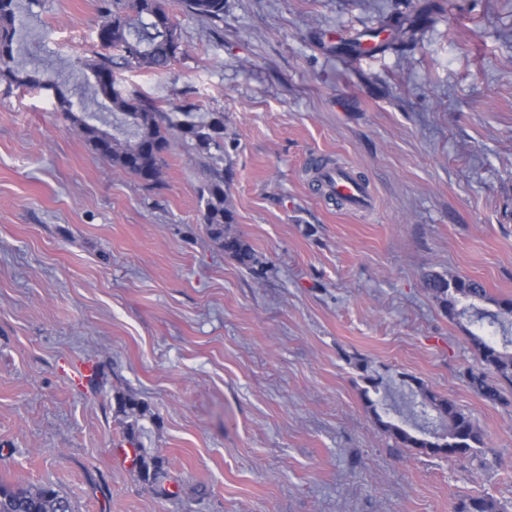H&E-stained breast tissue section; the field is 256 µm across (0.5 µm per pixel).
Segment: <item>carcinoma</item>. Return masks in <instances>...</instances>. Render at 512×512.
Returning a JSON list of instances; mask_svg holds the SVG:
<instances>
[{"mask_svg":"<svg viewBox=\"0 0 512 512\" xmlns=\"http://www.w3.org/2000/svg\"><path fill=\"white\" fill-rule=\"evenodd\" d=\"M182 8L210 23L224 20V0H180ZM436 8L426 2L416 6L385 43L398 49L415 38L421 20ZM15 0H0V72L7 73L19 84L29 88L53 91L60 111L78 123L91 150L99 158L135 175L149 186L162 183L166 167L165 156L172 139L178 138L191 146L202 160L206 179L200 191L203 203V223L210 238L224 250V255L239 266L260 272L259 261L249 242L235 230L236 217L226 204L224 169L217 166L219 157L213 151L224 152V115L212 113L197 117L196 106H183L179 112H167L154 102L124 96L115 88L110 94L101 92L92 83L95 99L112 114L113 121L100 120V125L87 122L74 112V103L63 84L36 71L15 68ZM101 43L116 49L113 57L98 60L77 59L73 68L83 74L112 78V68L121 65L131 69L163 72L182 53L177 27L167 0H112L98 33ZM425 288L453 319H464L477 331L468 332L477 363L462 373L472 391L491 403L509 404L503 386H512V321L500 308L512 314V300L492 298L483 283L470 278L448 279L439 273L424 276ZM491 303L498 311L483 309L478 303ZM422 402L429 405L446 422L444 434L432 441L418 437L396 423L376 415L378 426L405 448H427L448 458L471 456L483 444V436L472 419L463 413L454 400L418 386ZM139 471L148 484L158 483L162 462L148 458L139 449ZM0 512H72L70 501L50 484L11 486L0 483ZM455 512H503L492 497L479 495L460 501Z\"/></svg>","mask_w":512,"mask_h":512,"instance_id":"obj_1","label":"carcinoma"}]
</instances>
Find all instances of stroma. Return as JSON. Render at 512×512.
<instances>
[{
    "label": "stroma",
    "instance_id": "35a3bbf8",
    "mask_svg": "<svg viewBox=\"0 0 512 512\" xmlns=\"http://www.w3.org/2000/svg\"><path fill=\"white\" fill-rule=\"evenodd\" d=\"M111 2L19 0L23 68L91 102L72 64L112 55ZM414 2L224 0L212 24L168 0L171 68L114 71L125 95L223 113L259 277L208 237L192 148L173 140L148 187L92 153L52 92L0 74V482L53 485L74 512H454L475 495L512 512V404L467 387L474 351L422 282L512 299V0H442L414 45L373 51ZM319 159L361 175L374 208L315 191ZM367 375L412 425L438 423L403 376L451 397L480 452L399 447Z\"/></svg>",
    "mask_w": 512,
    "mask_h": 512
}]
</instances>
